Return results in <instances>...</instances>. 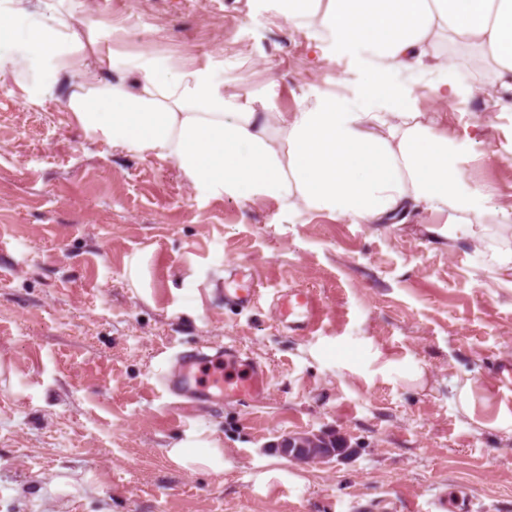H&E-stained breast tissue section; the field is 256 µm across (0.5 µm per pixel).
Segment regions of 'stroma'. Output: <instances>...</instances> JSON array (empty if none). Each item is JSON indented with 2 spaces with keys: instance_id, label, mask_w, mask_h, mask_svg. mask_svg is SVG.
<instances>
[{
  "instance_id": "obj_1",
  "label": "stroma",
  "mask_w": 512,
  "mask_h": 512,
  "mask_svg": "<svg viewBox=\"0 0 512 512\" xmlns=\"http://www.w3.org/2000/svg\"><path fill=\"white\" fill-rule=\"evenodd\" d=\"M65 5L99 51L192 58L281 112L323 90L365 104L358 60L333 59L274 0ZM454 62L476 93L419 91L415 109L470 137L466 176L495 190L494 223L455 241L434 238L442 218L425 211L352 224L213 196L85 132L66 89L31 103L0 87V512H426L446 490L512 512V112L469 54ZM240 262L264 284L243 312L217 293ZM286 285L316 291L319 331L279 324ZM224 343L268 367L265 397L193 406L163 392L177 352ZM373 347L398 361L392 379L361 375ZM193 432L223 448L222 471L170 462ZM296 432L353 453L290 461L275 444Z\"/></svg>"
}]
</instances>
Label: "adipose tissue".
<instances>
[{"instance_id":"ef3b65f1","label":"adipose tissue","mask_w":512,"mask_h":512,"mask_svg":"<svg viewBox=\"0 0 512 512\" xmlns=\"http://www.w3.org/2000/svg\"><path fill=\"white\" fill-rule=\"evenodd\" d=\"M288 22L317 20L331 35L333 56L359 55L370 109L350 108L324 92L293 112L271 98L234 93L208 69L146 55L88 50L64 0H0V86L19 85L27 100L78 89L67 107L85 130L113 150L169 161L193 185L239 202L264 199L379 224L411 210L445 215L431 232L456 240L473 233L462 213L481 215L494 191L464 187L462 141L417 121L411 89L394 75L426 77L443 102L472 87L457 79L445 46L468 49L492 72L496 106L512 111V0H399L398 13L379 0H277ZM110 77H103V70ZM224 451L202 439L167 450L188 471L213 469Z\"/></svg>"}]
</instances>
